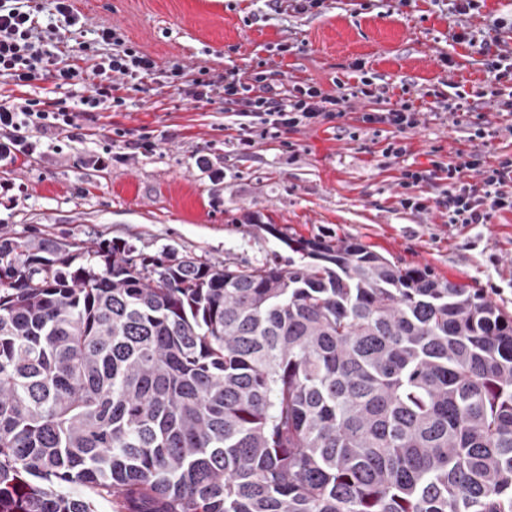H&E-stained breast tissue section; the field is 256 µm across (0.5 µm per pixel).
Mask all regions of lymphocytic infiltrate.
<instances>
[{
  "label": "lymphocytic infiltrate",
  "mask_w": 512,
  "mask_h": 512,
  "mask_svg": "<svg viewBox=\"0 0 512 512\" xmlns=\"http://www.w3.org/2000/svg\"><path fill=\"white\" fill-rule=\"evenodd\" d=\"M100 38L113 43L114 48L93 69L95 81L91 93L80 99L81 105L88 108L121 104L122 99L116 94L118 81H142L155 67L154 61L146 55L115 45L114 30H102ZM49 73L64 85L78 76L75 68L57 67L54 54L45 49L29 0H0V77L23 87ZM194 84L196 99H207L220 92L225 103L235 106L236 116L253 118V125L245 127L239 140L244 151L253 146L256 138L272 131L287 133L302 126L340 121L351 99L373 94L371 82L365 78L355 86L337 82L335 91L328 93L309 83L277 89L269 85L266 72L247 74L233 69L226 71L220 80L198 78ZM419 115L412 101L401 100L386 111L363 113L361 121L367 125L387 124L396 129L399 137L388 143L383 155L397 159L407 155L409 147L403 135L418 127ZM71 123L72 113L66 106L50 110L37 99L1 102L0 126L11 130L13 139L9 146L0 148V157H10L15 150L29 151L31 127L48 131ZM437 172L444 173L448 179L444 204L448 208L449 223L485 224L498 212H512V156L501 157L491 165L478 149L456 153L454 158L445 161H433L428 170L404 169L400 186L407 194L401 198V206L418 207L419 202L409 196V189L428 181ZM471 173L477 175V183L468 181Z\"/></svg>",
  "instance_id": "f902f5d3"
}]
</instances>
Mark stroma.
<instances>
[{
	"label": "stroma",
	"mask_w": 512,
	"mask_h": 512,
	"mask_svg": "<svg viewBox=\"0 0 512 512\" xmlns=\"http://www.w3.org/2000/svg\"><path fill=\"white\" fill-rule=\"evenodd\" d=\"M38 32L60 65L82 73L19 87L0 78V101L36 98L73 104L117 28L128 47L153 58L155 75L121 89L124 103L76 113L71 126L30 130L36 148L0 165V236H49L83 246L121 240L135 254L163 253L209 263L259 267L287 263L283 237L358 241L402 267H429L450 281L482 289L512 315V212L487 224H452L440 204L448 183L413 188L421 208L399 203L405 166L470 152L465 125L436 111L462 94L489 99L498 84L485 70V44L512 49V0H484L471 23L474 45L453 41L443 0H325L296 10L294 0H75L82 28L65 27L52 0H33ZM84 56H77L79 45ZM265 63L274 85L314 83L335 91L369 78L383 98L351 100L338 131L316 124L237 147L238 119L221 98L198 100L193 78L243 72ZM181 67L183 77L172 74ZM419 100L420 125L409 152L382 151L391 126H363L366 112L402 96ZM154 147L145 149L143 137Z\"/></svg>",
	"instance_id": "stroma-1"
}]
</instances>
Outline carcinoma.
<instances>
[{"label":"carcinoma","instance_id":"obj_1","mask_svg":"<svg viewBox=\"0 0 512 512\" xmlns=\"http://www.w3.org/2000/svg\"><path fill=\"white\" fill-rule=\"evenodd\" d=\"M282 241L240 269L0 236V512H512V316Z\"/></svg>","mask_w":512,"mask_h":512}]
</instances>
